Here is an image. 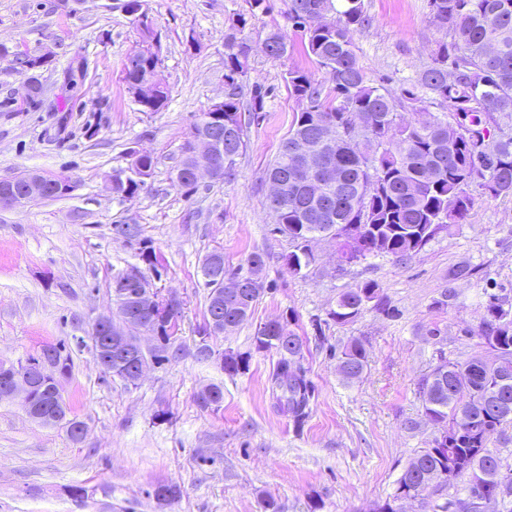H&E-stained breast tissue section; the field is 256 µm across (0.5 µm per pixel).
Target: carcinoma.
I'll list each match as a JSON object with an SVG mask.
<instances>
[{
    "mask_svg": "<svg viewBox=\"0 0 512 512\" xmlns=\"http://www.w3.org/2000/svg\"><path fill=\"white\" fill-rule=\"evenodd\" d=\"M246 8L232 13L224 31V125L200 127L194 122L188 137L204 132L224 144L216 158L220 180L233 175L237 158L246 150L247 125L261 120L269 91L259 85L250 89L244 105L245 77L251 58L247 28L258 14L272 9L267 0H245ZM285 17L302 33L305 54L324 74L298 67L286 71L288 91L300 104L294 113L288 139L269 166L266 180L286 184L279 203L274 231L294 243L288 253V271L299 275L315 263L313 244L326 241L356 264L369 257L391 256L407 260L434 237L462 223L474 207L483 187L493 196H512V0H429L431 22L448 40L438 43L432 62L403 88L395 100L381 83L373 82L360 64L354 34L370 24L364 0H286ZM128 55L125 81L134 89L159 66L152 41L160 32L146 28ZM267 57L283 62L293 45L279 28L267 32ZM20 64L28 73L24 105L37 110L44 88L38 71L48 64L42 55H26ZM444 109L433 113L429 107ZM418 110L417 122L404 119L398 109ZM351 132L349 140L334 153H325L321 126ZM303 138L319 157L330 156L339 171V184H315L297 175L302 162L289 145ZM128 178H112V193L135 196L152 177L155 158L129 151ZM193 157L185 143L175 176L190 179ZM71 182L51 174L40 186L42 200L66 197L61 185ZM11 194L29 193L25 174L1 180ZM127 228V243L137 246L148 269L158 271L160 259L152 240L138 224L113 225L114 232ZM265 255L253 252L235 268L224 263V253L205 255L202 267L214 282L222 284L248 275H259ZM262 284L243 288L234 300L208 293L206 320L199 334L209 330L214 308L221 321L213 334H224L244 322L260 295ZM484 315L476 335L487 350L485 357L465 361L440 356L438 363L419 381L423 413L448 444L414 452L397 480L393 494L379 512H399V492L412 496L422 512H453L455 503H438L434 496L448 483L432 481L431 474L450 470L454 477L467 476V493L478 492L483 500L476 512H505L512 502V468L503 464L502 449L512 443L506 429L512 425V308H504L503 296L484 292ZM374 304L388 314L394 311L384 300L380 285L365 281L340 294L331 319L346 323ZM299 350L281 352L269 385L278 411L300 429L311 414L315 385L301 363L306 339L297 337ZM52 354L63 374L71 369V357L58 346L41 350ZM251 354H224V371L236 375L249 367ZM345 364L343 378H362L368 368V352L358 337L351 338L337 355ZM501 447L486 454L492 440Z\"/></svg>",
    "mask_w": 512,
    "mask_h": 512,
    "instance_id": "cac0c4a2",
    "label": "carcinoma"
}]
</instances>
